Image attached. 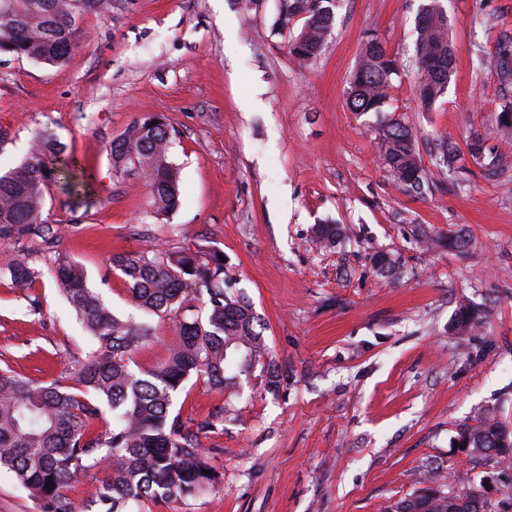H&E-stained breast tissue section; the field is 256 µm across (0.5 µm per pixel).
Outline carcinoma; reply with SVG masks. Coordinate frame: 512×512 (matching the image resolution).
<instances>
[{
  "label": "carcinoma",
  "mask_w": 512,
  "mask_h": 512,
  "mask_svg": "<svg viewBox=\"0 0 512 512\" xmlns=\"http://www.w3.org/2000/svg\"><path fill=\"white\" fill-rule=\"evenodd\" d=\"M339 0H280L271 30L294 29L291 56L304 63L316 58L330 35ZM110 0H0V53L49 65L63 63L83 39L76 25L80 12H104ZM417 56L422 80L416 94L421 110L430 112L445 95L453 75L454 50L447 12L441 0H427L417 17ZM495 68L503 104L497 127L512 133V31L499 33ZM400 74L397 59L377 36L367 39L352 74L347 104L358 114L383 112L388 90ZM384 164L407 192L423 194L427 171L406 122L391 120L379 130ZM172 133L162 123L143 118L113 138L110 154L115 171L135 172L146 180L156 213L179 205V171L169 159ZM436 163L448 172L465 169V161L482 164L487 179L512 167L486 146L481 135L461 150L447 137L436 143ZM62 183L75 198L91 183L79 159L51 129L40 131L23 160L0 169V239L35 235L52 243L51 228L41 215L49 183ZM316 240L334 246L341 237L335 224H320ZM382 275H394L397 260L385 253L372 257ZM127 280L131 299L148 315L177 318L176 339L167 360L150 371L133 368V354L153 337L148 320L115 315L89 287L83 268L62 255L54 258L52 276L85 335L92 342L76 361V386L37 383L7 367L0 369V471L14 476L41 504L42 512H131L146 501L193 499L220 486L222 474L208 461L199 434L224 427L219 407L190 429L171 414L173 401L191 376L226 391L240 376L251 374L267 351L260 318L244 296L224 292V262L217 252H186L156 247L111 258ZM39 272L23 258L0 264V277L16 288H28ZM200 302V312L194 302ZM487 308L462 304L451 328L459 333L486 323ZM508 424L487 411L473 423L459 425L457 439L480 457L512 459V443L502 440ZM101 469L84 506L67 495L70 482ZM208 474H203V471ZM480 492L440 496L417 494L398 500L391 512H483Z\"/></svg>",
  "instance_id": "cac0c4a2"
}]
</instances>
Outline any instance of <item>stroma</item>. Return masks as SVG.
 Listing matches in <instances>:
<instances>
[{
    "label": "stroma",
    "mask_w": 512,
    "mask_h": 512,
    "mask_svg": "<svg viewBox=\"0 0 512 512\" xmlns=\"http://www.w3.org/2000/svg\"><path fill=\"white\" fill-rule=\"evenodd\" d=\"M423 0H340L322 54L295 63L273 34L278 0H112L81 13L86 37L63 64L0 55V164H18L51 127L91 173L75 201L52 184L42 211L55 242L0 240V258L25 255L39 272L21 292L0 279V359L39 382H68L89 341L50 272L63 252L115 314L143 320L110 266L158 245L213 249L224 280L264 326L267 364L230 395L190 378L173 411L187 427L232 403L233 420L200 443L220 488L139 512H385L427 489H478L486 512H512V464L466 458L460 424L491 411L512 424V171L485 179L476 162L448 173L434 143L476 134L512 158L496 125L502 103L493 45L512 30V0H445L455 72L433 111L414 94L416 15ZM377 35L401 63L384 116L347 106L362 44ZM161 116L173 131L181 205L154 217L145 181L115 172L112 139ZM407 121L428 172L414 195L384 165L376 127ZM341 225L336 246L312 228ZM465 233V248H425L421 233ZM385 252L395 276L370 262ZM490 309L480 329L450 326L460 304ZM133 354L140 369L167 358L173 320Z\"/></svg>",
    "instance_id": "stroma-1"
}]
</instances>
